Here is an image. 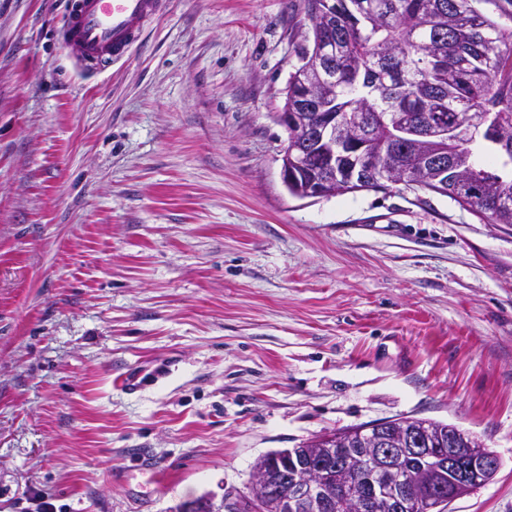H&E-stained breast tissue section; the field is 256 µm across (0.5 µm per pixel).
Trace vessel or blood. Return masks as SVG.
<instances>
[{
  "mask_svg": "<svg viewBox=\"0 0 512 512\" xmlns=\"http://www.w3.org/2000/svg\"><path fill=\"white\" fill-rule=\"evenodd\" d=\"M166 0H71L62 48L78 63L116 62L142 41L145 25L159 17Z\"/></svg>",
  "mask_w": 512,
  "mask_h": 512,
  "instance_id": "obj_1",
  "label": "vessel or blood"
}]
</instances>
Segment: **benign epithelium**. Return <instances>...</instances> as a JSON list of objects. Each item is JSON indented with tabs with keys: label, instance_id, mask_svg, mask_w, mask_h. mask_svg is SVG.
<instances>
[{
	"label": "benign epithelium",
	"instance_id": "obj_1",
	"mask_svg": "<svg viewBox=\"0 0 512 512\" xmlns=\"http://www.w3.org/2000/svg\"><path fill=\"white\" fill-rule=\"evenodd\" d=\"M303 111L286 110L277 113L278 121L290 132V139L284 149L281 176L284 185L300 181V145L304 144L322 153L326 164L321 171L305 179V187L297 190L294 196L320 198L336 194L339 188L353 183H397L412 184L406 176L390 172L381 152L367 149L359 123L353 122L348 113L308 112L310 106L302 105ZM420 136L434 142H448V127L428 121L420 127ZM386 426L378 424L358 430L368 439L366 456L374 473L385 483L405 486L414 481V475L404 466L408 457H420L431 462L438 458L427 448L428 442L417 432L401 437L397 441L388 440L383 433ZM448 468L457 471L456 491L485 483V478L496 473L498 462L487 454L483 445L471 438L470 448L461 458L454 448V437L448 435ZM306 459L309 465L300 477L296 478L293 494L289 500L292 512H329L332 503L326 493L334 457L325 456L318 448H286L271 456V463L278 466L292 465ZM457 499L454 494L440 491L426 496L398 497V512H445V505Z\"/></svg>",
	"mask_w": 512,
	"mask_h": 512
}]
</instances>
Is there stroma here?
<instances>
[{
	"mask_svg": "<svg viewBox=\"0 0 512 512\" xmlns=\"http://www.w3.org/2000/svg\"><path fill=\"white\" fill-rule=\"evenodd\" d=\"M68 2L0 0V512H170L401 416L501 460L448 512H512V226L399 186L288 193L307 0H167L94 71Z\"/></svg>",
	"mask_w": 512,
	"mask_h": 512,
	"instance_id": "1",
	"label": "stroma"
}]
</instances>
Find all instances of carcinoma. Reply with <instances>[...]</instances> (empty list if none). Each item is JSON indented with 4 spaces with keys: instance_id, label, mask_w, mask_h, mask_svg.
Listing matches in <instances>:
<instances>
[{
    "instance_id": "1",
    "label": "carcinoma",
    "mask_w": 512,
    "mask_h": 512,
    "mask_svg": "<svg viewBox=\"0 0 512 512\" xmlns=\"http://www.w3.org/2000/svg\"><path fill=\"white\" fill-rule=\"evenodd\" d=\"M512 16V0H336V15L312 26V46L336 68V82L291 73L285 104L313 92L326 112L359 113L368 147L389 140L391 112H411L448 124V171L426 161L429 142L386 148L390 165L421 178L448 181V197L486 224L512 225V31L488 15ZM494 113L490 122L485 115ZM484 128L468 144L453 129Z\"/></svg>"
}]
</instances>
